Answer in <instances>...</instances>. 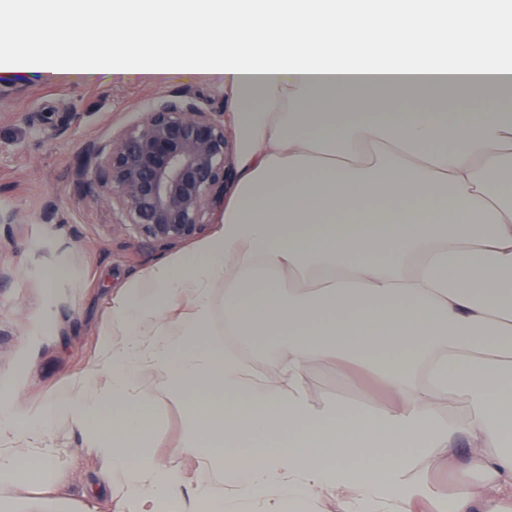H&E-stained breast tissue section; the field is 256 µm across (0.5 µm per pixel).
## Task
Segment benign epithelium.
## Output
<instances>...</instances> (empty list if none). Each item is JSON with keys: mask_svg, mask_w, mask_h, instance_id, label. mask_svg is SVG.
<instances>
[{"mask_svg": "<svg viewBox=\"0 0 512 512\" xmlns=\"http://www.w3.org/2000/svg\"><path fill=\"white\" fill-rule=\"evenodd\" d=\"M229 133L191 102L163 100L108 143H90L78 176L112 201L120 225L158 245L199 235L224 194Z\"/></svg>", "mask_w": 512, "mask_h": 512, "instance_id": "benign-epithelium-1", "label": "benign epithelium"}]
</instances>
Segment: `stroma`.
<instances>
[{
  "label": "stroma",
  "mask_w": 512,
  "mask_h": 512,
  "mask_svg": "<svg viewBox=\"0 0 512 512\" xmlns=\"http://www.w3.org/2000/svg\"><path fill=\"white\" fill-rule=\"evenodd\" d=\"M19 25L44 33L40 43L13 46L0 57V212L20 217L19 223L0 224V269L10 275L0 283V402L22 422L63 379L95 360L112 293L157 261L198 245L193 239L163 248L117 229L111 204L77 176L85 146L107 142L161 100L194 101L223 112L224 88L207 80L139 76L63 81L43 72L40 61L69 49L53 34L57 19L0 6V27ZM135 373L139 392L153 402L156 433L149 455L178 464L183 497H191L204 478L215 497H224L223 475L185 452L184 409L164 395L162 373L145 363ZM308 382L317 404L337 399L369 414L386 399L380 384L363 372L351 382L332 367L314 365ZM54 438L66 461V480L54 488L0 487V501L22 512H82L89 501L97 512H118L106 481L109 464L90 447L88 435L62 418ZM454 481L443 459L419 457L414 486L429 496L427 512H443Z\"/></svg>",
  "instance_id": "obj_1"
}]
</instances>
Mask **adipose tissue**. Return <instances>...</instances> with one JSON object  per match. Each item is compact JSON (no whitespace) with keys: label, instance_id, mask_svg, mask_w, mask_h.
Returning <instances> with one entry per match:
<instances>
[{"label":"adipose tissue","instance_id":"1","mask_svg":"<svg viewBox=\"0 0 512 512\" xmlns=\"http://www.w3.org/2000/svg\"><path fill=\"white\" fill-rule=\"evenodd\" d=\"M481 2L453 25L448 0L58 10L76 50L47 57L49 74L152 62L223 82L228 192L218 231L112 297L96 361L25 424L0 415V485L63 478L66 417L126 473L122 512H202L208 481L183 503L174 464L143 457L155 422L133 365L148 358L183 402L186 453L228 479L225 512H314L329 495L339 512H419L426 452L460 472L447 512H512V11ZM104 18L111 39L86 40ZM459 93L478 107L449 111ZM398 95L411 111H394ZM315 364L362 369L388 398L371 415L315 404ZM461 395L467 411L447 410ZM101 402L109 416L89 425Z\"/></svg>","mask_w":512,"mask_h":512}]
</instances>
